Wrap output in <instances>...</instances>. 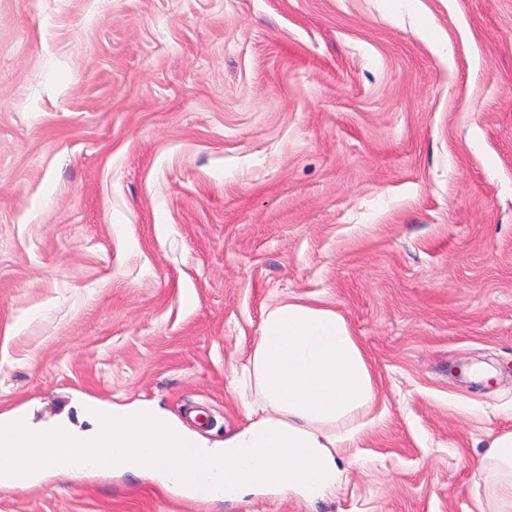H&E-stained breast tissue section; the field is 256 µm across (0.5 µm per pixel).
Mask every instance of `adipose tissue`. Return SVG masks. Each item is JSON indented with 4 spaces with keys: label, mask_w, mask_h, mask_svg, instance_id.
Listing matches in <instances>:
<instances>
[{
    "label": "adipose tissue",
    "mask_w": 512,
    "mask_h": 512,
    "mask_svg": "<svg viewBox=\"0 0 512 512\" xmlns=\"http://www.w3.org/2000/svg\"><path fill=\"white\" fill-rule=\"evenodd\" d=\"M243 380L255 387L246 402L249 422L214 447L152 409L90 405L94 428L84 434L66 423L36 429L0 419V452L13 459L0 487L28 489L50 469L79 475L69 454L77 448L98 470L165 482L180 477L187 496L190 477L204 469L218 470L224 501L257 492L323 496L340 481L338 461L358 446L375 400L369 364L345 318L292 301L274 305ZM484 460L498 481L496 512H512V432L491 439Z\"/></svg>",
    "instance_id": "adipose-tissue-1"
}]
</instances>
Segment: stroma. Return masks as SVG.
<instances>
[{"instance_id": "stroma-1", "label": "stroma", "mask_w": 512, "mask_h": 512, "mask_svg": "<svg viewBox=\"0 0 512 512\" xmlns=\"http://www.w3.org/2000/svg\"><path fill=\"white\" fill-rule=\"evenodd\" d=\"M376 401L323 499L47 471L0 512H495L512 432V0H0V415L152 404L208 445L268 308ZM485 467L490 476L497 478V510L512 511V432L498 435L487 444Z\"/></svg>"}]
</instances>
